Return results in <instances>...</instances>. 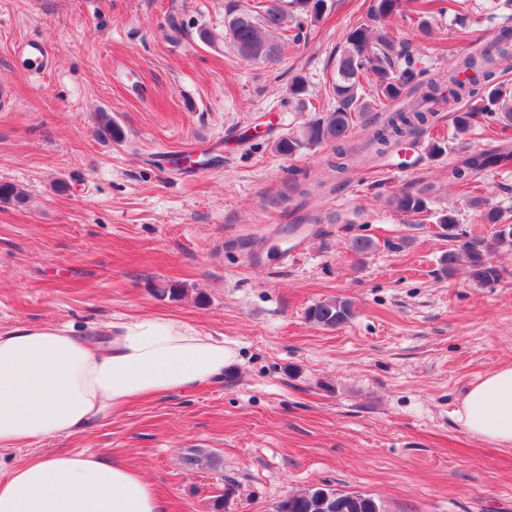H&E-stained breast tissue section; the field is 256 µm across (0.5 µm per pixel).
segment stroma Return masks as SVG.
<instances>
[{
	"mask_svg": "<svg viewBox=\"0 0 512 512\" xmlns=\"http://www.w3.org/2000/svg\"><path fill=\"white\" fill-rule=\"evenodd\" d=\"M232 2L254 4L0 0V85L13 92L0 104V183L24 195L0 203V327L65 324L101 343L109 322L163 315L231 355L226 378L1 451L0 480L51 453L88 452L142 472L165 512H215L218 500L222 512H275L313 484L369 495L382 512H512V447L455 417L472 384L512 367V248L497 251L505 273L489 285L440 262L455 242L494 235L480 203L512 223V170L466 189L450 175L465 154L512 143V127L477 117L456 138L444 111L416 141L375 154L367 142L391 106L364 77L369 108L345 139L344 175L329 166L331 142L280 154L279 140L329 110L345 34L370 0H335L274 65L238 56L224 24ZM507 27L512 7L498 0H461L426 32L398 15L383 24L395 51L439 73ZM29 40L53 49L42 74L13 63ZM298 75L307 92L293 101ZM100 111L121 143L97 137ZM424 184L425 213L388 205ZM448 211L453 240L438 222ZM294 224L308 233L301 255L255 260L269 227ZM359 235L377 250L354 254ZM166 282L184 296H159ZM332 296L353 302L347 324L306 320Z\"/></svg>",
	"mask_w": 512,
	"mask_h": 512,
	"instance_id": "stroma-1",
	"label": "stroma"
}]
</instances>
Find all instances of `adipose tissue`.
I'll use <instances>...</instances> for the list:
<instances>
[{"mask_svg": "<svg viewBox=\"0 0 512 512\" xmlns=\"http://www.w3.org/2000/svg\"><path fill=\"white\" fill-rule=\"evenodd\" d=\"M94 346L55 323L0 329V450L92 428L132 402L222 378L223 342L194 326L146 316L113 323ZM457 420L470 434L512 447V368L464 395ZM0 512H164L153 484L98 455L54 454L0 481Z\"/></svg>", "mask_w": 512, "mask_h": 512, "instance_id": "adipose-tissue-1", "label": "adipose tissue"}]
</instances>
